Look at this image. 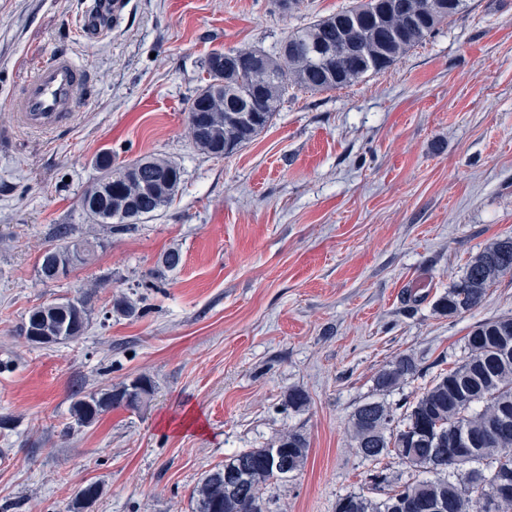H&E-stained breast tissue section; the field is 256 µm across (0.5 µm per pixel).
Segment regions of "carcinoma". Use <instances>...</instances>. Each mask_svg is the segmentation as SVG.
I'll return each mask as SVG.
<instances>
[{"mask_svg":"<svg viewBox=\"0 0 512 512\" xmlns=\"http://www.w3.org/2000/svg\"><path fill=\"white\" fill-rule=\"evenodd\" d=\"M433 0H389L380 14L376 0H364L299 28L285 37L296 46L288 62L281 54L241 49V67L217 65L222 52L205 61V84L188 102V133L205 154L222 158L250 142L273 120L288 87L326 91L351 86L367 74L389 68L411 48L423 43L444 20L458 15L467 0H455L447 15H433ZM336 45V53L314 57L305 47ZM101 176L84 191L81 206L99 226L93 239L76 235L71 224L57 226V244L42 255L51 264L72 271L90 264L101 235L131 229L161 211L180 188L181 169L169 160L144 156L112 167L101 159ZM178 250L160 260L157 274L176 270ZM512 273V238L490 242L467 263L465 274L448 290L437 308L450 316L475 308L488 288ZM93 311L91 299L79 296L32 308L20 327L28 336L37 328L59 343L82 336ZM512 336V317L474 325L467 336V356L458 367L436 376L404 411L387 400L418 370L414 357L404 355L375 378L378 397L358 405L348 422L351 447L379 465L391 458L415 477L376 501L364 494H346L336 512H491L495 480L512 468V428L498 431L505 409L512 410V354L504 356L499 337ZM153 382L138 377L98 392L75 396L70 415L78 426H89L112 408L137 410L150 400ZM307 437L288 430L265 448H250L224 460L195 486L196 512H263L261 491L273 481L286 482L302 470Z\"/></svg>","mask_w":512,"mask_h":512,"instance_id":"cac0c4a2","label":"carcinoma"}]
</instances>
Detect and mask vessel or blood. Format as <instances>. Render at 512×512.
I'll return each mask as SVG.
<instances>
[{
    "mask_svg": "<svg viewBox=\"0 0 512 512\" xmlns=\"http://www.w3.org/2000/svg\"><path fill=\"white\" fill-rule=\"evenodd\" d=\"M123 8L122 0H93L79 25L80 33L98 36L106 33L101 18L119 16ZM92 82L93 74L88 68L60 54L38 65L13 92L8 104L27 128L53 131L83 102Z\"/></svg>",
    "mask_w": 512,
    "mask_h": 512,
    "instance_id": "vessel-or-blood-1",
    "label": "vessel or blood"
}]
</instances>
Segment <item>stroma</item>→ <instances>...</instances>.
<instances>
[{"label": "stroma", "instance_id": "35a3bbf8", "mask_svg": "<svg viewBox=\"0 0 512 512\" xmlns=\"http://www.w3.org/2000/svg\"><path fill=\"white\" fill-rule=\"evenodd\" d=\"M91 0H0V512H195L192 491L225 458L289 428L309 441L295 477L262 491L266 512H335L338 497H386L355 454L348 420L375 378L411 354L420 371L389 396L414 400L459 365L480 321L512 316V274L461 316L436 309L471 256L512 237V0L468 11L379 74L337 90L289 88L270 125L236 153L200 152L189 99L215 51L275 52L296 28L357 0H127L106 38L77 27ZM67 52L94 87L67 126L18 125L6 100ZM153 155L183 172L157 216L112 234L94 261L43 282L56 225L87 232L96 162ZM182 264L154 269L168 249ZM92 292L77 339L20 334L29 310ZM140 314H111L115 298ZM149 377L146 408L70 425L74 393ZM309 397L288 408L289 390Z\"/></svg>", "mask_w": 512, "mask_h": 512}]
</instances>
